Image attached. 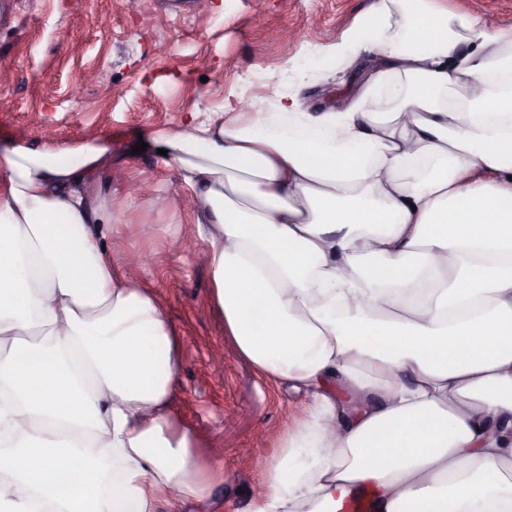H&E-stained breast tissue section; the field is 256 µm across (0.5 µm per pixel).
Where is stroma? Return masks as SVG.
Returning a JSON list of instances; mask_svg holds the SVG:
<instances>
[{"instance_id":"1","label":"stroma","mask_w":512,"mask_h":512,"mask_svg":"<svg viewBox=\"0 0 512 512\" xmlns=\"http://www.w3.org/2000/svg\"><path fill=\"white\" fill-rule=\"evenodd\" d=\"M374 0H0V151L19 139L86 138L112 145V162L87 190L111 212L112 262L157 292L180 344L174 411L191 426L203 458L224 468L203 503L180 512H243L271 461L277 432L303 416L306 399L266 382L240 357L210 303L206 265L184 252L196 216L174 168L139 140L172 129L196 108L233 93L265 94L287 66L312 112L344 102L372 72L374 54L340 61L334 77L313 66ZM448 9L512 31V0H442ZM149 194L135 196L132 184ZM224 353L223 367L210 361Z\"/></svg>"}]
</instances>
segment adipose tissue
Returning <instances> with one entry per match:
<instances>
[{"mask_svg": "<svg viewBox=\"0 0 512 512\" xmlns=\"http://www.w3.org/2000/svg\"><path fill=\"white\" fill-rule=\"evenodd\" d=\"M344 107L271 84L156 132L205 224L213 305L257 374L309 401L247 512H512V33L375 0ZM107 142L0 154V512L205 500L173 414L179 339L112 267L87 192Z\"/></svg>", "mask_w": 512, "mask_h": 512, "instance_id": "adipose-tissue-1", "label": "adipose tissue"}]
</instances>
